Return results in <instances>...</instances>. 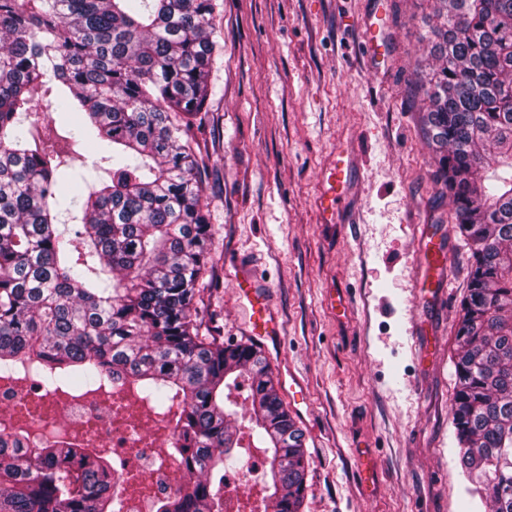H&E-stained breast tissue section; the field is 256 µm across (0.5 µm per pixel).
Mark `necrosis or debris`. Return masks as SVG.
<instances>
[{"label": "necrosis or debris", "instance_id": "necrosis-or-debris-1", "mask_svg": "<svg viewBox=\"0 0 512 512\" xmlns=\"http://www.w3.org/2000/svg\"><path fill=\"white\" fill-rule=\"evenodd\" d=\"M27 378L0 373V434L24 437L27 445L43 439L110 448L132 469L137 489L126 490L123 512H156L159 499L172 492L177 463L174 420L155 413L132 387L86 392L71 389L44 394L27 411Z\"/></svg>", "mask_w": 512, "mask_h": 512}]
</instances>
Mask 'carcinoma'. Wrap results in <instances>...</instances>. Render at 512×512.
Returning <instances> with one entry per match:
<instances>
[{
	"label": "carcinoma",
	"instance_id": "carcinoma-1",
	"mask_svg": "<svg viewBox=\"0 0 512 512\" xmlns=\"http://www.w3.org/2000/svg\"><path fill=\"white\" fill-rule=\"evenodd\" d=\"M223 6L0 0V372L21 361L47 391L126 382L157 414L178 409L191 480L158 512H224L246 384L267 507L300 512L305 434L269 364L203 335L194 307L213 228L191 130ZM430 21L425 136L470 251L450 416L467 493L512 512V0H434ZM68 176L85 192L61 195ZM64 214L82 230L59 229ZM119 486L99 449L0 438V512H121Z\"/></svg>",
	"mask_w": 512,
	"mask_h": 512
}]
</instances>
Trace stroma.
I'll use <instances>...</instances> for the list:
<instances>
[{
	"mask_svg": "<svg viewBox=\"0 0 512 512\" xmlns=\"http://www.w3.org/2000/svg\"><path fill=\"white\" fill-rule=\"evenodd\" d=\"M198 150L214 267L200 313L248 342L240 268L271 290L304 399L301 512H488L468 503L449 415L468 249L432 180L414 93L433 0H223ZM354 157L343 213L318 196ZM450 261L440 275L424 240Z\"/></svg>",
	"mask_w": 512,
	"mask_h": 512,
	"instance_id": "35a3bbf8",
	"label": "stroma"
}]
</instances>
